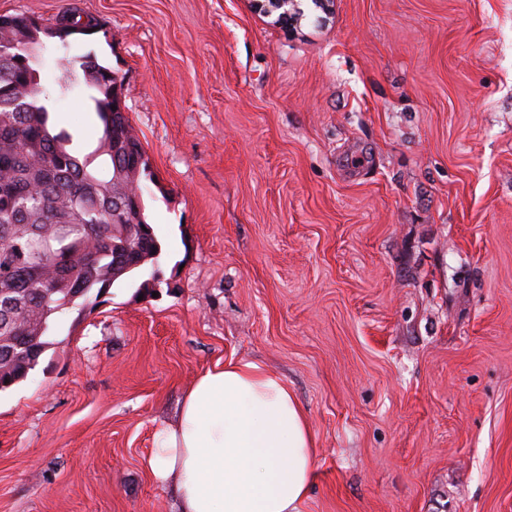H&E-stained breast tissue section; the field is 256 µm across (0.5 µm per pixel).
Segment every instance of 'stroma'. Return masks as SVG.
I'll return each mask as SVG.
<instances>
[{"instance_id": "1", "label": "stroma", "mask_w": 512, "mask_h": 512, "mask_svg": "<svg viewBox=\"0 0 512 512\" xmlns=\"http://www.w3.org/2000/svg\"><path fill=\"white\" fill-rule=\"evenodd\" d=\"M142 143L155 294L60 316L0 392V512H177L143 469L198 373L288 383L301 512H512V0H77ZM58 126L92 151L83 84ZM252 2L253 8L256 11L266 15L280 11L277 16V21L286 26L291 22L293 15H301L303 13L302 9L299 7L300 1L298 0H253Z\"/></svg>"}]
</instances>
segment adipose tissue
I'll return each instance as SVG.
<instances>
[{"instance_id":"obj_1","label":"adipose tissue","mask_w":512,"mask_h":512,"mask_svg":"<svg viewBox=\"0 0 512 512\" xmlns=\"http://www.w3.org/2000/svg\"><path fill=\"white\" fill-rule=\"evenodd\" d=\"M317 443L287 382L229 359L202 371L143 460L179 512H299Z\"/></svg>"}]
</instances>
